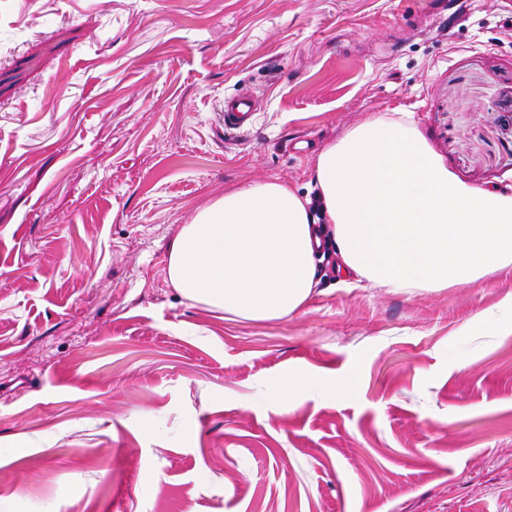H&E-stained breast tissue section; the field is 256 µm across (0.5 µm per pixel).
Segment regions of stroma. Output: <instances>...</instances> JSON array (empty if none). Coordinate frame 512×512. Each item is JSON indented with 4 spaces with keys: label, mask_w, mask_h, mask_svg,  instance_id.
Here are the masks:
<instances>
[{
    "label": "stroma",
    "mask_w": 512,
    "mask_h": 512,
    "mask_svg": "<svg viewBox=\"0 0 512 512\" xmlns=\"http://www.w3.org/2000/svg\"><path fill=\"white\" fill-rule=\"evenodd\" d=\"M394 110L462 182L512 185V0H0V512H512V312L462 333L511 272L397 292L324 260L279 321L168 281L199 210L310 193ZM355 365L351 398L265 399ZM255 103L247 94H239L224 100V129L240 130L253 115Z\"/></svg>",
    "instance_id": "stroma-1"
}]
</instances>
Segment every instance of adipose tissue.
I'll return each instance as SVG.
<instances>
[{
	"mask_svg": "<svg viewBox=\"0 0 512 512\" xmlns=\"http://www.w3.org/2000/svg\"><path fill=\"white\" fill-rule=\"evenodd\" d=\"M311 198L277 180L225 191L181 225L167 258L182 297L251 320L300 312L317 286L316 254L333 247L344 279L393 291L475 284L512 268V185L457 179L409 112L373 115L325 146ZM358 373L283 371L269 393L349 398Z\"/></svg>",
	"mask_w": 512,
	"mask_h": 512,
	"instance_id": "1",
	"label": "adipose tissue"
}]
</instances>
